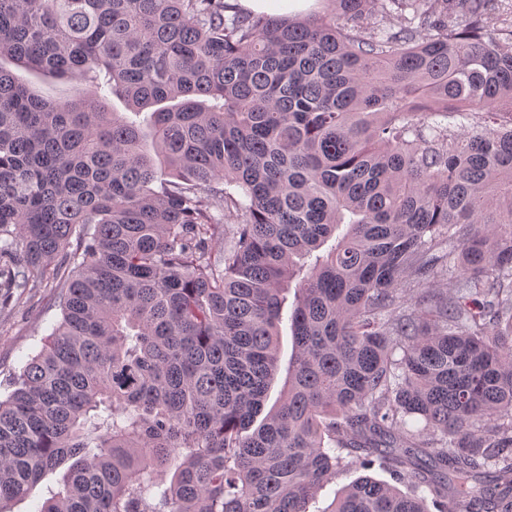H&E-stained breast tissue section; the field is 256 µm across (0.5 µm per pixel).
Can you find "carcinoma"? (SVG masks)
<instances>
[{
    "label": "carcinoma",
    "instance_id": "cac0c4a2",
    "mask_svg": "<svg viewBox=\"0 0 512 512\" xmlns=\"http://www.w3.org/2000/svg\"><path fill=\"white\" fill-rule=\"evenodd\" d=\"M325 2L0 0V512H512V3ZM315 0H239L240 4L250 10L271 14L288 13L293 10L301 11L307 7L308 2ZM281 3H288L281 6ZM0 396L6 395L8 376L22 367L41 347V338L48 335L59 319L54 306L55 288L51 284L18 296L6 298L0 293ZM2 385V386H1ZM294 300V288H291L290 292L288 293V305L285 310V319L282 325V336H281V371L280 375L278 377L277 382L273 385V388L270 393V398L267 403V408H269L276 400V398L279 395V391L282 387L283 380L286 373V368L288 366V360L290 359V356L292 354V337H291V330L288 325V307L291 306L292 302ZM364 474V472L343 473L336 476V479L328 484L319 494L317 500L309 505L310 512H318L326 508L334 499L335 494L346 484ZM56 478L52 477L44 481L29 497L14 503L12 506L14 512H36L39 504L47 495V487L57 489Z\"/></svg>",
    "mask_w": 512,
    "mask_h": 512
}]
</instances>
